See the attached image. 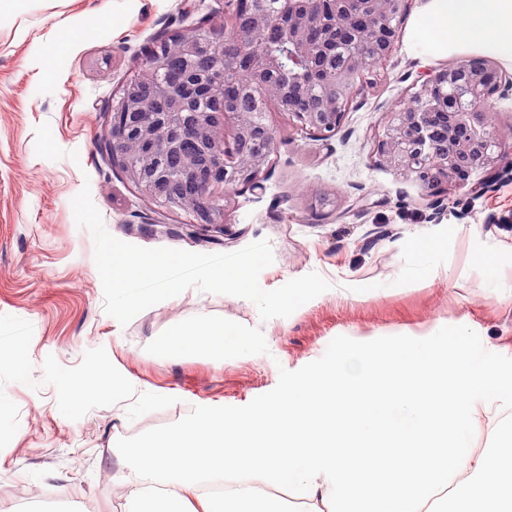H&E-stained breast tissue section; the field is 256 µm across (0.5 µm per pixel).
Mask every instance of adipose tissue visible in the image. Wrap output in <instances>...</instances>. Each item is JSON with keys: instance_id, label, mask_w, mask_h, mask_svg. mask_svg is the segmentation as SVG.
Masks as SVG:
<instances>
[{"instance_id": "ef3b65f1", "label": "adipose tissue", "mask_w": 512, "mask_h": 512, "mask_svg": "<svg viewBox=\"0 0 512 512\" xmlns=\"http://www.w3.org/2000/svg\"><path fill=\"white\" fill-rule=\"evenodd\" d=\"M412 42L423 54H496L512 49V0H428L412 25ZM253 344L224 322L211 318L171 335L170 350L208 356L242 353Z\"/></svg>"}]
</instances>
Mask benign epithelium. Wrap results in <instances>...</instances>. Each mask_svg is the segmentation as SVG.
Here are the masks:
<instances>
[{
    "label": "benign epithelium",
    "instance_id": "1",
    "mask_svg": "<svg viewBox=\"0 0 512 512\" xmlns=\"http://www.w3.org/2000/svg\"><path fill=\"white\" fill-rule=\"evenodd\" d=\"M227 2L233 5L234 36L224 37V56L237 57L253 68L252 96L260 103L286 96L298 102L306 99L312 84L324 85L329 93L316 110L294 113L301 125L321 134H331L340 127L357 79L385 60L397 39L391 20L400 0H282L279 12L266 21L269 34L306 30L310 36L307 42L288 44L289 59L305 69V76L287 82L274 77L276 60L250 58V44L263 35L248 22L243 0ZM360 17L371 30L370 41L363 47L354 29ZM511 90L512 77L485 58H472L441 70L422 83L411 105L399 113L398 125L379 144L380 154L385 162L415 174L427 193L444 181L465 184L475 170L494 161L488 145L499 143L483 105L494 95L504 96ZM125 105L134 111L140 135L160 149L175 150L182 142L193 140L211 157L208 168L189 169L199 196H208L218 184L227 190L240 183L259 187L262 166L275 145L270 128H263L265 151L256 153L250 147L252 130L240 122L237 112L204 113L200 126H176L168 131L155 122L149 102L127 99ZM121 116V112L113 113L108 141L112 161L144 194L158 200L159 180L151 174L150 162L145 160L139 166L127 162L124 146L128 133ZM229 123L236 126L230 146L213 136L214 127Z\"/></svg>",
    "mask_w": 512,
    "mask_h": 512
}]
</instances>
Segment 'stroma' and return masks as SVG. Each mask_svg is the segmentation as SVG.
<instances>
[{"mask_svg":"<svg viewBox=\"0 0 512 512\" xmlns=\"http://www.w3.org/2000/svg\"><path fill=\"white\" fill-rule=\"evenodd\" d=\"M224 4L17 0L0 22V332L18 338L0 356V512H126L140 481L113 455L118 439L194 406L246 405L339 335L365 342L464 325L512 355V165L478 170L485 190L445 182L430 198L413 174L380 162V141L421 84L461 60H423L409 42L427 0H402L392 53L365 73L334 133L314 135L268 102L276 141L262 186L216 188L224 216L211 231L143 195L113 164L112 110L142 74L145 49L224 28ZM108 7L120 24L94 21ZM69 27L83 30L79 46L59 54L56 77L40 78L36 58ZM85 187L119 240L207 254L265 240L274 262L259 276L263 289L312 271L329 288L267 321L249 300L191 288L120 325L104 309L92 237L74 218L71 201ZM417 244L427 267L414 263ZM484 253L497 256L495 271L478 262ZM205 317L255 337L254 348L221 359L161 353L167 336ZM93 362L106 365L111 388L75 403L64 382Z\"/></svg>","mask_w":512,"mask_h":512,"instance_id":"obj_1","label":"stroma"}]
</instances>
